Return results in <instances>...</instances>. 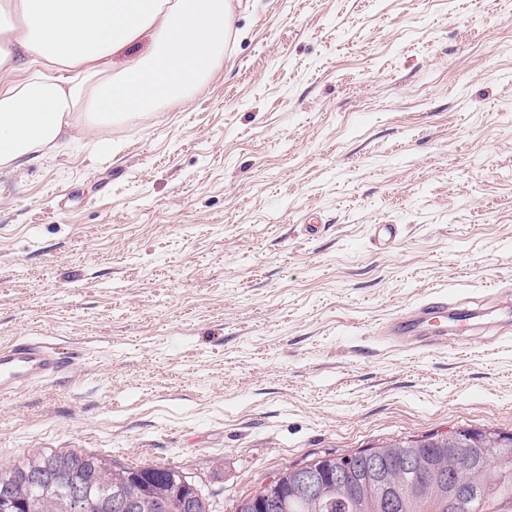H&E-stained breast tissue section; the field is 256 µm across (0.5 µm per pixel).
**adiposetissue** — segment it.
Listing matches in <instances>:
<instances>
[{
	"instance_id": "adipose-tissue-1",
	"label": "adipose tissue",
	"mask_w": 512,
	"mask_h": 512,
	"mask_svg": "<svg viewBox=\"0 0 512 512\" xmlns=\"http://www.w3.org/2000/svg\"><path fill=\"white\" fill-rule=\"evenodd\" d=\"M232 0H0V169L188 98L224 59ZM145 54L114 63L142 37Z\"/></svg>"
}]
</instances>
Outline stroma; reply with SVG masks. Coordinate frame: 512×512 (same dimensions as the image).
Here are the masks:
<instances>
[{"label":"stroma","instance_id":"obj_1","mask_svg":"<svg viewBox=\"0 0 512 512\" xmlns=\"http://www.w3.org/2000/svg\"><path fill=\"white\" fill-rule=\"evenodd\" d=\"M189 98L0 173V465L164 464L225 512L282 467L512 432V335L419 351L432 292L512 301V0H240ZM396 224L375 246L373 227ZM70 365L53 344L20 338L0 348V398L6 399L31 384L58 375Z\"/></svg>","mask_w":512,"mask_h":512}]
</instances>
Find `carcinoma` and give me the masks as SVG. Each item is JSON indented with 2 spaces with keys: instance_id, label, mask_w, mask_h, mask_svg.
I'll return each mask as SVG.
<instances>
[{
  "instance_id": "1",
  "label": "carcinoma",
  "mask_w": 512,
  "mask_h": 512,
  "mask_svg": "<svg viewBox=\"0 0 512 512\" xmlns=\"http://www.w3.org/2000/svg\"><path fill=\"white\" fill-rule=\"evenodd\" d=\"M460 446L445 438L395 441L365 449L389 464L381 474L361 471L349 485H323L321 494L302 503L300 512H383L386 490L405 494L401 512H512V432L470 429ZM69 466L86 478L90 495H126L139 500L140 512H184V499L198 483L188 481L184 492L172 484L174 469L157 464L128 467L101 456L75 450L37 452L13 467H0V488L8 500L0 512L29 505L31 512H68V500L54 487L34 489L20 470L45 461Z\"/></svg>"
}]
</instances>
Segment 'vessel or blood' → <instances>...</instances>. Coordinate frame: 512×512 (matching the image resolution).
<instances>
[{
	"mask_svg": "<svg viewBox=\"0 0 512 512\" xmlns=\"http://www.w3.org/2000/svg\"><path fill=\"white\" fill-rule=\"evenodd\" d=\"M472 311L448 297L424 301L418 308L399 313L384 326L390 341L411 342L413 347H436L445 343L449 334L463 336L470 332ZM70 364L53 344L20 338L0 348V398L6 399L31 384L63 372Z\"/></svg>",
	"mask_w": 512,
	"mask_h": 512,
	"instance_id": "obj_1",
	"label": "vessel or blood"
}]
</instances>
